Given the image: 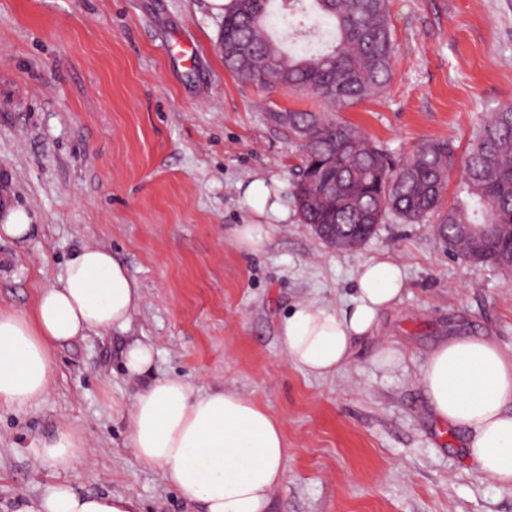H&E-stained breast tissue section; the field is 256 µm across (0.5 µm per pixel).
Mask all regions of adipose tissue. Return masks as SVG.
<instances>
[{
  "instance_id": "adipose-tissue-1",
  "label": "adipose tissue",
  "mask_w": 512,
  "mask_h": 512,
  "mask_svg": "<svg viewBox=\"0 0 512 512\" xmlns=\"http://www.w3.org/2000/svg\"><path fill=\"white\" fill-rule=\"evenodd\" d=\"M405 288L400 263L363 262L350 307L306 301L283 318L280 338L289 360L316 378L338 374L350 363L354 342L376 335L380 314ZM141 299L138 280L111 252L75 251L58 284L39 289L31 311L0 309V405L37 403L54 378L57 348L90 332L126 329ZM419 383L431 415L464 430L467 461L511 491L512 349L487 336L442 340L422 364ZM128 446L141 463L161 468L192 512H267L288 467L280 419L235 391H205L181 378H159L139 390ZM84 448L82 437L63 426L41 442L38 456L67 473ZM20 512H139V505L58 482Z\"/></svg>"
}]
</instances>
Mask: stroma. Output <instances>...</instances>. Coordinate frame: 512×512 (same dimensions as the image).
<instances>
[{
    "mask_svg": "<svg viewBox=\"0 0 512 512\" xmlns=\"http://www.w3.org/2000/svg\"><path fill=\"white\" fill-rule=\"evenodd\" d=\"M394 78L343 110L394 158L428 138L466 147L487 112L512 101V0H390ZM209 0H0V188L33 222L0 240V308L29 310L72 253L109 250L142 286L128 329L93 332L57 351L46 394L0 407V512L58 482L36 449L59 426L86 452L66 479L82 493L135 498L143 512H188L160 468L125 439L139 381L122 353L156 349L152 377L232 389L284 422L288 474L269 512H512V492L472 471L460 430L431 417L418 384L449 337L512 348V273L470 268L432 223L395 218L360 249L337 250L300 221V154L271 113L320 104L228 72ZM263 181L278 213L246 190ZM268 224L266 250H238L232 230ZM405 268L401 301L332 377L287 357L279 324L305 301L334 308L358 266ZM397 343L402 361L382 367Z\"/></svg>",
    "mask_w": 512,
    "mask_h": 512,
    "instance_id": "stroma-1",
    "label": "stroma"
}]
</instances>
